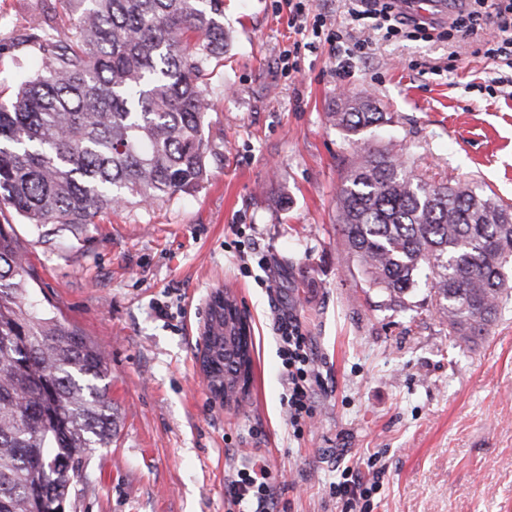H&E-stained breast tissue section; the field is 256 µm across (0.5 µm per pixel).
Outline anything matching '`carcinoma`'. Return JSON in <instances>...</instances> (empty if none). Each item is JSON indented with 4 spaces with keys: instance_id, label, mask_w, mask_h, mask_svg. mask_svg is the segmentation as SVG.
I'll return each instance as SVG.
<instances>
[{
    "instance_id": "obj_1",
    "label": "carcinoma",
    "mask_w": 512,
    "mask_h": 512,
    "mask_svg": "<svg viewBox=\"0 0 512 512\" xmlns=\"http://www.w3.org/2000/svg\"><path fill=\"white\" fill-rule=\"evenodd\" d=\"M63 39L43 16L21 44L41 58L0 103V207L40 228L92 224L114 207H146L207 180L204 124L224 58V0H64ZM355 140L389 121L369 100L329 113ZM347 253L368 287L408 309L428 272L438 313L458 346L489 335L512 296V206L466 182L431 184L390 150L367 152L336 192ZM34 276L12 225L0 224V512H49L89 480L118 413L108 358L34 298ZM236 299L211 317L223 349L213 380L228 402L248 382L250 341Z\"/></svg>"
}]
</instances>
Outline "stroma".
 <instances>
[{
	"label": "stroma",
	"instance_id": "stroma-1",
	"mask_svg": "<svg viewBox=\"0 0 512 512\" xmlns=\"http://www.w3.org/2000/svg\"><path fill=\"white\" fill-rule=\"evenodd\" d=\"M44 14L70 34L63 0H0V71ZM288 18L285 0H224L230 42L210 79L220 94L198 192L107 210L73 233L0 212L39 298L110 362L118 429L66 512H235L226 479L254 456L272 472L276 512H342L330 483L374 456L369 512H512V298L481 343L455 346L429 283L413 309L383 306L347 259L336 211L344 171L380 147L427 182L472 180L512 204V96L488 91L512 68L435 30L374 41L343 73L344 52ZM347 96L372 99L390 123L351 140L327 118ZM218 288L251 327L249 383L232 407L215 403L198 363ZM288 313L322 374L298 437L274 331Z\"/></svg>",
	"mask_w": 512,
	"mask_h": 512
}]
</instances>
